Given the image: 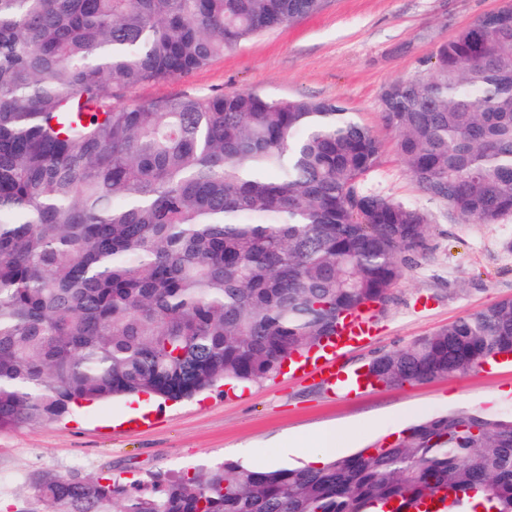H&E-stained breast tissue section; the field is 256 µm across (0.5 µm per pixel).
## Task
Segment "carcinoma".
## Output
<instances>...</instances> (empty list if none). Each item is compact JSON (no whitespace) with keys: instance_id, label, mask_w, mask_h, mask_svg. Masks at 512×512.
<instances>
[{"instance_id":"cac0c4a2","label":"carcinoma","mask_w":512,"mask_h":512,"mask_svg":"<svg viewBox=\"0 0 512 512\" xmlns=\"http://www.w3.org/2000/svg\"><path fill=\"white\" fill-rule=\"evenodd\" d=\"M324 0H0V431L71 406L260 382L376 305L428 214L370 188L383 144L339 100L252 91L137 104ZM426 195L512 216V14L387 85ZM512 353V299L367 363L384 387ZM41 512H512V418L457 410L319 469L220 463L147 491L44 476Z\"/></svg>"}]
</instances>
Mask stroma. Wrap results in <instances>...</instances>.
I'll return each mask as SVG.
<instances>
[{
  "instance_id": "obj_1",
  "label": "stroma",
  "mask_w": 512,
  "mask_h": 512,
  "mask_svg": "<svg viewBox=\"0 0 512 512\" xmlns=\"http://www.w3.org/2000/svg\"><path fill=\"white\" fill-rule=\"evenodd\" d=\"M504 2L325 0L317 14L244 42L204 69L121 94L124 104L234 90L337 99L383 141L370 185L426 211L432 233L426 258L395 286L388 309L374 314L370 340L341 353L343 373L512 299V216L465 222L421 193L380 122L385 86L415 74L437 45ZM462 408L511 417L512 361L349 396L285 367L261 382L223 385L177 403L134 397L88 405L45 425L0 431V512H29L26 487L45 474L101 477L128 488L225 461L302 467L325 453L317 431L334 430L337 455L348 456L427 416Z\"/></svg>"
}]
</instances>
